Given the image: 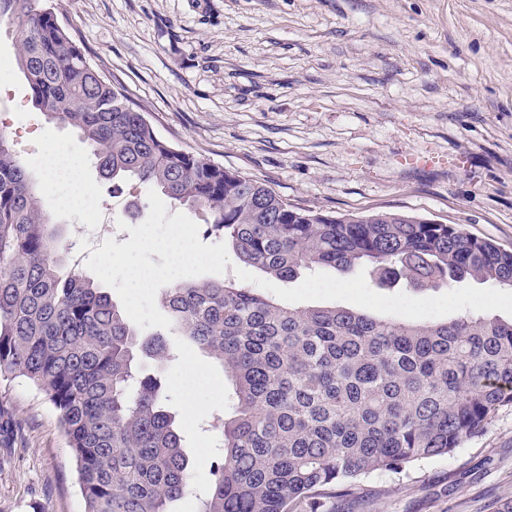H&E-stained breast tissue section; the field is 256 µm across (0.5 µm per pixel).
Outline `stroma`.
Listing matches in <instances>:
<instances>
[{"label": "stroma", "mask_w": 512, "mask_h": 512, "mask_svg": "<svg viewBox=\"0 0 512 512\" xmlns=\"http://www.w3.org/2000/svg\"><path fill=\"white\" fill-rule=\"evenodd\" d=\"M89 62L178 149L329 216L396 213L512 250V0H44ZM18 26L0 22V126L43 180L48 148L141 224L148 186L109 183L74 129L31 104ZM169 405L205 485L222 369L167 334ZM202 371L185 377L187 364ZM512 500V406L446 456L376 471L333 512H494ZM0 512H84L55 408L0 376Z\"/></svg>", "instance_id": "1"}]
</instances>
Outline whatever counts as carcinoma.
I'll list each match as a JSON object with an SVG mask.
<instances>
[{
	"label": "carcinoma",
	"mask_w": 512,
	"mask_h": 512,
	"mask_svg": "<svg viewBox=\"0 0 512 512\" xmlns=\"http://www.w3.org/2000/svg\"><path fill=\"white\" fill-rule=\"evenodd\" d=\"M20 22L17 64L34 107L75 129L105 179L130 177L203 214L204 233L291 281L324 269L432 289L512 288V250L455 224L397 214L336 218L160 137L87 60L41 0H0ZM70 245L0 129V373L45 392L79 473L85 512H175L193 469L145 339L108 293L68 268ZM172 327L232 381L231 411L197 512H326L374 471L445 456L512 406V319L419 322L344 307H289L233 281H181Z\"/></svg>",
	"instance_id": "cac0c4a2"
}]
</instances>
